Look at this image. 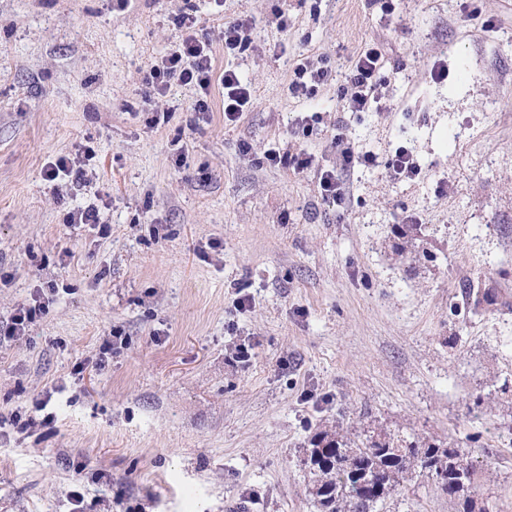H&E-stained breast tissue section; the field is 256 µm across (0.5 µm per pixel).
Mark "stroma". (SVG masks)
<instances>
[{"label": "stroma", "instance_id": "35a3bbf8", "mask_svg": "<svg viewBox=\"0 0 512 512\" xmlns=\"http://www.w3.org/2000/svg\"><path fill=\"white\" fill-rule=\"evenodd\" d=\"M192 5L252 104L228 124L221 90L199 115L175 84L148 127L142 77ZM394 7L0 0V324L59 288L26 336L0 341V512H70L77 486L92 512H317L301 450L321 430L457 449L476 512H512V0ZM246 18L249 49L226 56L220 31ZM370 43L380 101L352 112L339 87ZM311 54L333 78L293 97ZM310 112L313 136L294 135ZM340 138L377 162L332 207L314 172L339 165ZM84 145L89 182L61 196L43 168ZM272 147L311 170L271 164ZM400 148L419 175H389ZM93 202L107 233L65 223ZM115 328L106 368L74 374ZM39 400L52 428L11 424ZM386 512L455 508L418 478Z\"/></svg>", "mask_w": 512, "mask_h": 512}]
</instances>
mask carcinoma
<instances>
[{"label":"carcinoma","mask_w":512,"mask_h":512,"mask_svg":"<svg viewBox=\"0 0 512 512\" xmlns=\"http://www.w3.org/2000/svg\"><path fill=\"white\" fill-rule=\"evenodd\" d=\"M302 464L310 474L307 491L318 512H379L395 487L417 476L433 480L462 512H473V482L461 473L475 468L454 448H422L390 435L356 441L319 432L304 449Z\"/></svg>","instance_id":"carcinoma-1"}]
</instances>
